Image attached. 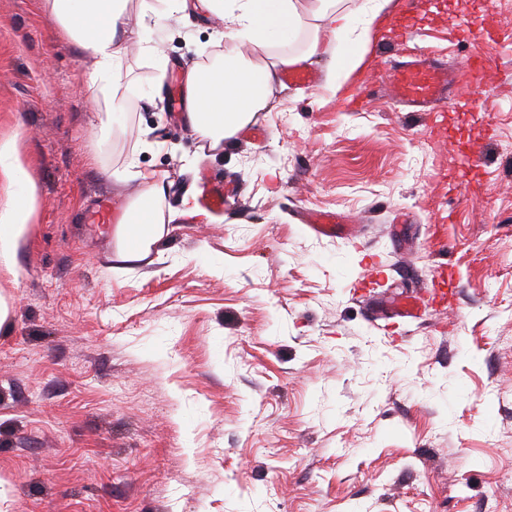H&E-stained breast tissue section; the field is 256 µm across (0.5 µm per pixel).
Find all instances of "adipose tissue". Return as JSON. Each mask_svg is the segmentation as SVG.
Listing matches in <instances>:
<instances>
[{
  "instance_id": "ef3b65f1",
  "label": "adipose tissue",
  "mask_w": 512,
  "mask_h": 512,
  "mask_svg": "<svg viewBox=\"0 0 512 512\" xmlns=\"http://www.w3.org/2000/svg\"><path fill=\"white\" fill-rule=\"evenodd\" d=\"M205 9L224 16V28L234 41L223 66L190 70L187 78V120L209 148H218L265 110L281 67L291 57H273L257 64L255 56L309 26L305 57L316 54L321 31L345 42L347 50L332 67L334 89H341L360 65L373 27L388 0H373L358 24H348L336 0H201ZM49 16L66 28L79 48L93 61L91 83L104 95L105 108H114L121 81L122 59L130 24L128 0H45ZM120 179L138 181L140 195L130 205L131 221L114 228V261L124 265L144 262L159 251L167 233L158 201L162 195L153 173L129 162ZM27 200L13 198L0 204V263L11 266L32 220Z\"/></svg>"
}]
</instances>
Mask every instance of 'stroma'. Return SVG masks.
Listing matches in <instances>:
<instances>
[{"label": "stroma", "instance_id": "stroma-1", "mask_svg": "<svg viewBox=\"0 0 512 512\" xmlns=\"http://www.w3.org/2000/svg\"><path fill=\"white\" fill-rule=\"evenodd\" d=\"M159 9L108 116L43 0H0V142L28 175L0 202L34 209L0 267V512H512V0L392 8L353 110L325 39L316 85L277 82L254 119L267 139L216 150L166 112L168 78L233 41L204 8ZM408 53L462 71L446 141L388 98ZM131 158L176 217L116 273L100 218L140 185L105 172ZM203 170L237 188L223 211L184 209ZM441 278L447 308L373 319Z\"/></svg>", "mask_w": 512, "mask_h": 512}]
</instances>
